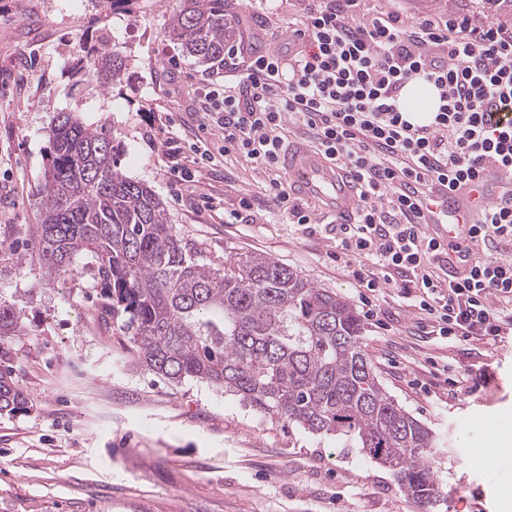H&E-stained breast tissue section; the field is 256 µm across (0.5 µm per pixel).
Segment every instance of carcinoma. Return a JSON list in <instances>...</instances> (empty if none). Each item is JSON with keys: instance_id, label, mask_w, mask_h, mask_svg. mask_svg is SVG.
I'll return each mask as SVG.
<instances>
[{"instance_id": "1", "label": "carcinoma", "mask_w": 512, "mask_h": 512, "mask_svg": "<svg viewBox=\"0 0 512 512\" xmlns=\"http://www.w3.org/2000/svg\"><path fill=\"white\" fill-rule=\"evenodd\" d=\"M167 37L206 64L224 65L236 31L224 0H176ZM128 56L100 35L74 74L109 89ZM37 191L31 236L48 276L93 258L102 312L121 320L134 358L178 383L203 379L254 410L389 470L418 512L443 498L431 458L441 439L385 390L365 352L364 324L345 298L319 288L270 255L237 253L217 268L169 223L152 188L117 166L112 135L77 112H59ZM23 319L0 300V338ZM0 364V413L22 412L28 397Z\"/></svg>"}]
</instances>
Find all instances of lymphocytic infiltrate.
Returning a JSON list of instances; mask_svg holds the SVG:
<instances>
[{"mask_svg": "<svg viewBox=\"0 0 512 512\" xmlns=\"http://www.w3.org/2000/svg\"><path fill=\"white\" fill-rule=\"evenodd\" d=\"M362 2L312 0L292 55L254 56L236 83L205 92L204 118L221 130L225 156L265 173L279 169L286 124L303 126L316 148L359 178L356 221L337 225L336 247L355 260L360 287L396 289L443 339L497 340L512 333V252L464 253L466 273L439 276L448 250L408 221L416 204L400 183L512 170V28L455 15L409 27L397 9L365 16ZM412 78L439 91L424 125L400 109ZM503 112L510 120H500ZM472 238L512 245L511 186Z\"/></svg>", "mask_w": 512, "mask_h": 512, "instance_id": "1", "label": "lymphocytic infiltrate"}]
</instances>
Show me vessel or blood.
<instances>
[{
	"label": "vessel or blood",
	"mask_w": 512,
	"mask_h": 512,
	"mask_svg": "<svg viewBox=\"0 0 512 512\" xmlns=\"http://www.w3.org/2000/svg\"><path fill=\"white\" fill-rule=\"evenodd\" d=\"M280 166L295 194L319 200L323 213L340 220L352 219L359 195L350 169L327 160L308 142L287 149ZM510 184L512 173L498 167L486 171L477 187L406 180V191L420 198L418 209L410 212L408 219L444 245L466 250L471 245V225L480 223L483 210L495 202L502 187Z\"/></svg>",
	"instance_id": "vessel-or-blood-1"
}]
</instances>
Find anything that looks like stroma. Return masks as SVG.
I'll use <instances>...</instances> for the list:
<instances>
[{"label":"stroma","mask_w":512,"mask_h":512,"mask_svg":"<svg viewBox=\"0 0 512 512\" xmlns=\"http://www.w3.org/2000/svg\"><path fill=\"white\" fill-rule=\"evenodd\" d=\"M175 0H0V300L24 331L0 346L28 409L0 414V512H418L387 469L263 416L196 378L173 385L132 365L118 324L100 315L88 257L49 278L30 236L35 193L56 113L81 112L110 130L117 163L152 187L169 221L205 259L272 256L346 298L365 316L363 347L386 390L443 439L434 449L446 498L436 512H512V335L449 343L424 335L415 308L384 288L366 317L359 286L336 258L333 218L299 226L275 215L270 180L224 160L217 128H202L204 84L230 81L253 56L287 51L308 0H226L238 54L218 69L185 56L166 34ZM409 22L481 12V0H405ZM131 58L102 90L70 66L98 34ZM178 138L213 161L195 182L172 179L154 138ZM251 196L243 210L239 200Z\"/></svg>","instance_id":"1"}]
</instances>
